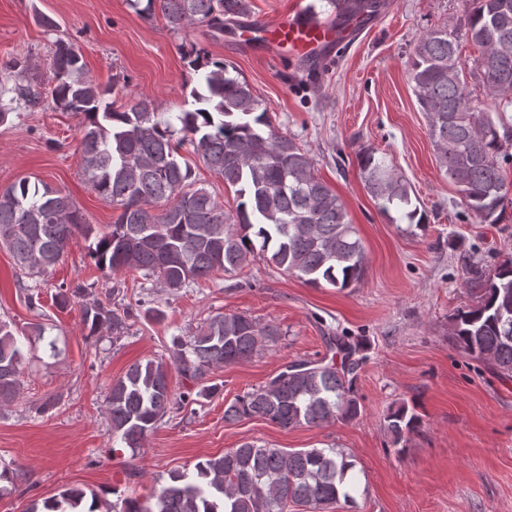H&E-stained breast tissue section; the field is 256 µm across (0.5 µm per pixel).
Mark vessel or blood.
Wrapping results in <instances>:
<instances>
[{"label":"vessel or blood","mask_w":512,"mask_h":512,"mask_svg":"<svg viewBox=\"0 0 512 512\" xmlns=\"http://www.w3.org/2000/svg\"><path fill=\"white\" fill-rule=\"evenodd\" d=\"M241 40L261 48L272 59L289 52L303 59L322 62L349 44L351 36L336 26L334 20L320 18L309 11L302 0H297L287 13L250 23Z\"/></svg>","instance_id":"b4317fda"}]
</instances>
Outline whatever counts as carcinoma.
<instances>
[{
	"mask_svg": "<svg viewBox=\"0 0 512 512\" xmlns=\"http://www.w3.org/2000/svg\"><path fill=\"white\" fill-rule=\"evenodd\" d=\"M138 12L160 8L179 32L204 24L224 32L229 23L249 16L248 0H131ZM380 0H350L348 17L372 16ZM468 39L481 49L475 65L488 95L512 102V0H473ZM198 86L192 108L177 116L180 127L161 117L147 99L118 102L119 94L97 85L84 72L75 48L56 42L50 96L16 61L14 85L0 84V122L24 108L50 105L84 116L79 146L88 183L113 208L116 221L104 229L86 223L71 197L43 182L21 178L0 191V245L31 278L47 275L59 263L75 234L94 239L87 256L105 273L136 271L176 293L218 271L234 272L261 255L282 271L314 288L345 289L364 272V248L345 204L313 172L307 153L295 138L272 124L268 110L245 80L229 66L200 55L191 60ZM408 71L440 168L461 194L466 209L482 224L498 222L512 201V182L502 174L512 141V121L484 111L469 97L457 36L444 26L425 32L408 61ZM180 138H175V135ZM189 144L205 165L235 189L236 221L209 190L195 186L179 149ZM365 184L382 208L424 223L413 206L409 186L390 174L371 150L358 154ZM467 283L478 303L450 318L449 336L465 354L486 360L497 372L512 375V260L494 274L471 272ZM86 296V288L61 287L54 303L64 309ZM89 333L121 337L131 327V308L93 298L83 303ZM281 336L278 327L241 313L218 315L197 335L172 338L171 362L137 361L112 383L106 411L115 441L127 448L143 446L147 434L191 393H172L169 369L175 366L199 385L198 397L215 386L209 374L240 363ZM342 355L334 361H296L263 385L237 396L224 409V420L261 417L282 428L351 421L361 413L349 375L358 366L359 344L348 336L329 337ZM23 347L0 323V404L15 395ZM415 408L403 403L386 417L394 446L405 445L421 425ZM355 467L350 456L334 448L284 451L245 442L232 451L171 477L154 491L151 505L122 498L106 512H288V506L330 512L339 502H354ZM85 494L65 489L34 501L25 512H100L95 496L82 507Z\"/></svg>",
	"mask_w": 512,
	"mask_h": 512,
	"instance_id": "1",
	"label": "carcinoma"
}]
</instances>
